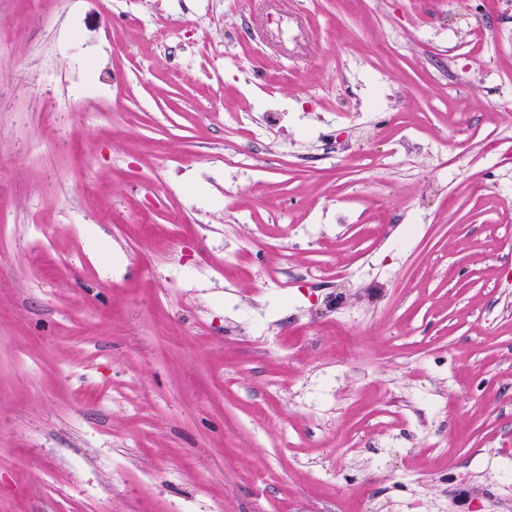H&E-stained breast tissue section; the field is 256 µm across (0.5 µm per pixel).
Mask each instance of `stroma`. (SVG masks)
Segmentation results:
<instances>
[{
    "label": "stroma",
    "instance_id": "obj_1",
    "mask_svg": "<svg viewBox=\"0 0 512 512\" xmlns=\"http://www.w3.org/2000/svg\"><path fill=\"white\" fill-rule=\"evenodd\" d=\"M234 3L145 10L264 59L218 88L110 0H0V512H512V0ZM328 124L351 152L296 164ZM342 197L364 223L290 249ZM273 111L262 115L263 123L258 121L250 112H239L234 115L235 124L246 134V140L238 150V166H247L252 168L259 167V157L256 154L264 135V123L268 124L276 120Z\"/></svg>",
    "mask_w": 512,
    "mask_h": 512
}]
</instances>
